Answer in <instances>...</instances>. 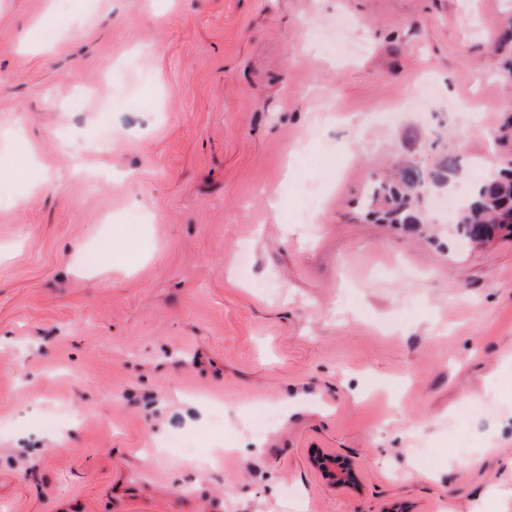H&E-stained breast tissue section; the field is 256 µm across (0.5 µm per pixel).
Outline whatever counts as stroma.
Listing matches in <instances>:
<instances>
[{"instance_id":"stroma-1","label":"stroma","mask_w":512,"mask_h":512,"mask_svg":"<svg viewBox=\"0 0 512 512\" xmlns=\"http://www.w3.org/2000/svg\"><path fill=\"white\" fill-rule=\"evenodd\" d=\"M509 27L512 0H0L28 173L0 512H512V238L364 211L405 160L512 167ZM312 463L319 468L325 476L334 481L335 484L355 486L358 479L354 468L348 462L328 455L319 454L312 459Z\"/></svg>"}]
</instances>
